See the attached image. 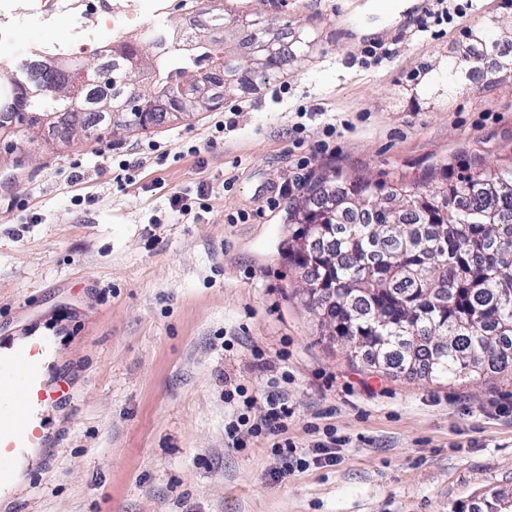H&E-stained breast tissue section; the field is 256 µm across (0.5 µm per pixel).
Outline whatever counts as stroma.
<instances>
[{"instance_id": "35a3bbf8", "label": "stroma", "mask_w": 512, "mask_h": 512, "mask_svg": "<svg viewBox=\"0 0 512 512\" xmlns=\"http://www.w3.org/2000/svg\"><path fill=\"white\" fill-rule=\"evenodd\" d=\"M305 33L270 83L242 80L189 121L52 146L20 167L0 140V340L48 336L69 396L41 416L0 512H512V371L458 380L368 367L318 335L286 255L288 206L333 172L448 182L512 167V77L471 40L503 0H214ZM199 0H0V78L43 44L101 62L99 40L205 21ZM472 55L460 90L435 83ZM129 170L131 182L117 174ZM206 209L182 216L173 193ZM282 391L308 468L224 425ZM245 395V396H246ZM336 436L334 464L314 463Z\"/></svg>"}]
</instances>
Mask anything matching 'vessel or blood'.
Here are the masks:
<instances>
[{"label": "vessel or blood", "instance_id": "obj_1", "mask_svg": "<svg viewBox=\"0 0 512 512\" xmlns=\"http://www.w3.org/2000/svg\"><path fill=\"white\" fill-rule=\"evenodd\" d=\"M51 347V340L40 338L0 351V487L13 481L24 449L44 443L36 412L69 394L66 381H50L44 376L43 365Z\"/></svg>", "mask_w": 512, "mask_h": 512}]
</instances>
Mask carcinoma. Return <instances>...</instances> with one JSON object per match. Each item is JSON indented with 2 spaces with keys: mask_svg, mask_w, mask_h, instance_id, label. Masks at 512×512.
I'll use <instances>...</instances> for the list:
<instances>
[{
  "mask_svg": "<svg viewBox=\"0 0 512 512\" xmlns=\"http://www.w3.org/2000/svg\"><path fill=\"white\" fill-rule=\"evenodd\" d=\"M155 54L146 58L138 46L120 42L107 49L113 59L135 65L130 77L147 76L144 92L157 94L203 65L223 60L237 66L227 43L195 42L178 49L167 32H146ZM81 63L56 59L53 67L40 62L22 68L25 80L0 79V114L10 115L11 139L24 134L34 112L96 111L98 101L120 87L124 72L112 73V85H89L81 106L72 107L66 90ZM57 87L56 96L32 99L26 87ZM436 83L452 93L460 88L455 63L436 76ZM359 197L377 208L372 224L336 225V267L328 287L336 289V305L322 322L336 325V339L347 346L368 349L372 366H394L417 375V365L431 370L430 378L485 376L512 367V169L484 168L460 183L434 185L392 181L370 185L347 183ZM395 200L409 208L422 203L430 222L397 224V215L376 201ZM298 228L288 246V258L302 266L301 244L312 240L310 208L306 202L288 206ZM401 326L404 335L421 342L386 344L382 337Z\"/></svg>",
  "mask_w": 512,
  "mask_h": 512,
  "instance_id": "cac0c4a2",
  "label": "carcinoma"
}]
</instances>
